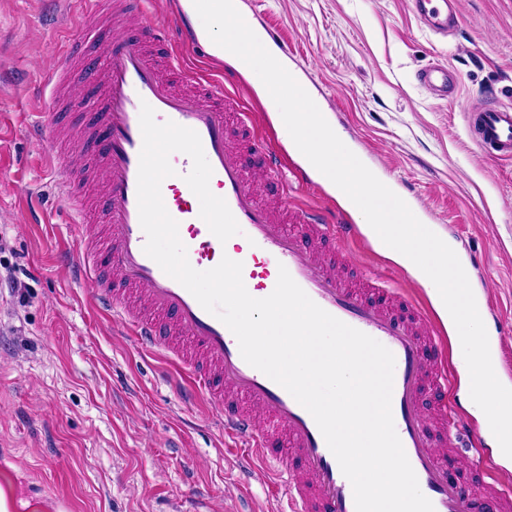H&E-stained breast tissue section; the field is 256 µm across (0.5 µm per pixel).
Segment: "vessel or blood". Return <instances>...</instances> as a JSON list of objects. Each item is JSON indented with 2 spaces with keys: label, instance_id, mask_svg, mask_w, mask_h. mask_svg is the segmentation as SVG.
<instances>
[{
  "label": "vessel or blood",
  "instance_id": "b4317fda",
  "mask_svg": "<svg viewBox=\"0 0 512 512\" xmlns=\"http://www.w3.org/2000/svg\"><path fill=\"white\" fill-rule=\"evenodd\" d=\"M411 2L432 32L447 34L451 10L435 7L433 0ZM179 37L196 39L189 29L149 17L131 34L109 29L93 33L103 50L88 73L93 92L82 103L79 138L87 165L103 177L102 188L92 195L70 175L56 180L59 196L73 207L75 224L91 218L100 225L72 260L76 276L93 282L99 308L140 347L164 349L188 401L204 398L221 411L225 440L264 469L274 486L286 488L290 512H356L352 485L312 415L285 388L249 365L227 326L145 254L137 181L143 145L139 115L142 104H149L157 122L172 121L198 133L213 170L210 189L225 199L242 230L240 245L230 250L210 232L185 181L192 160L173 153L175 174L163 181L161 194L178 223L192 267L208 270L230 256L242 262L243 282L256 298L269 296L280 269H287L318 306L388 348L395 358L394 425L421 492L435 512H472L465 487L449 478L436 444L451 442L464 431L471 447L479 448L488 429L447 399L459 378L436 359L444 336L441 322L405 292L377 288L375 278L361 272L347 278L318 254L315 238L339 232L352 240L361 234L357 225L338 223L332 210L296 211L286 224L257 197L240 151L230 140L232 130L251 129L249 113L228 120L224 84L218 80L201 81L196 92L173 88L145 49L148 43L168 45ZM420 81L430 91L448 93L445 68L424 70ZM467 125L486 155L512 160V107L471 110ZM33 133L50 150L59 151L58 123L35 119ZM427 390L440 397L429 416L421 407ZM480 473L497 499L498 512H512V469L486 456Z\"/></svg>",
  "mask_w": 512,
  "mask_h": 512
}]
</instances>
